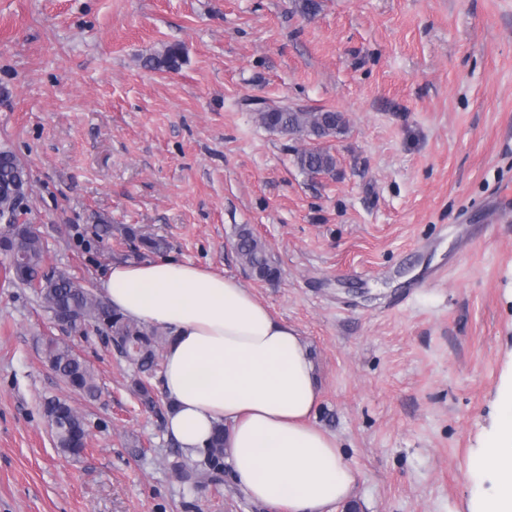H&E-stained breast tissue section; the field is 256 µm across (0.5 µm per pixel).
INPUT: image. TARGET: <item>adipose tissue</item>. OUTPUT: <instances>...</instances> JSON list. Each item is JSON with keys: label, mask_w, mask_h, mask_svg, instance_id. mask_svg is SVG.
<instances>
[{"label": "adipose tissue", "mask_w": 512, "mask_h": 512, "mask_svg": "<svg viewBox=\"0 0 512 512\" xmlns=\"http://www.w3.org/2000/svg\"><path fill=\"white\" fill-rule=\"evenodd\" d=\"M100 291L166 333V434L183 450L204 451L221 424L233 481L251 500L275 512H333L351 500L358 469L312 422L319 391L308 347L236 277L168 260L115 263ZM474 470L491 473L498 492L473 512H512V385Z\"/></svg>", "instance_id": "1"}]
</instances>
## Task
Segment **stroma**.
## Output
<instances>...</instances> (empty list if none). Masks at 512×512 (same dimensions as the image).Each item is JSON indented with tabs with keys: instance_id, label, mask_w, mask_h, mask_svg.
<instances>
[{
	"instance_id": "35a3bbf8",
	"label": "stroma",
	"mask_w": 512,
	"mask_h": 512,
	"mask_svg": "<svg viewBox=\"0 0 512 512\" xmlns=\"http://www.w3.org/2000/svg\"><path fill=\"white\" fill-rule=\"evenodd\" d=\"M0 0V149L30 178L45 265L97 291L132 258L124 224L166 257L237 277L308 346L312 422L358 468L362 512H471L472 458L512 379V0ZM181 45L177 70L143 60ZM342 113L311 147L248 102ZM109 224L100 237L96 227ZM248 225L280 270L251 277ZM0 253V512H273L232 479L186 481L196 456L132 391L98 333L56 323ZM63 339L91 398L41 351ZM65 401L88 447H57ZM296 163L309 175H330L336 171V158L324 148H313L297 153ZM121 233L127 242L134 245V254L137 257L144 256L145 252L157 253L167 247V243L163 238H156L145 234L143 229L138 225H124L121 228ZM141 250H144V252ZM43 355L50 367L70 387L90 397H97L99 387L92 368L66 342L48 337L43 345ZM45 413L54 428L57 446L69 455L80 456L88 435L82 416L59 399L47 401Z\"/></svg>"
}]
</instances>
